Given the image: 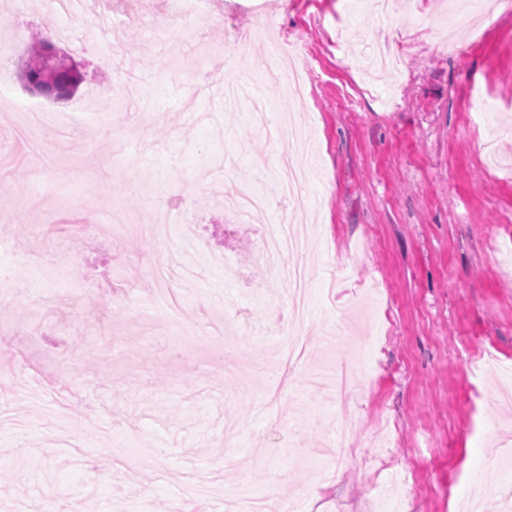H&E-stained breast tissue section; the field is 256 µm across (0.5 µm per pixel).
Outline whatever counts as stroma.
<instances>
[{"label":"stroma","instance_id":"35a3bbf8","mask_svg":"<svg viewBox=\"0 0 512 512\" xmlns=\"http://www.w3.org/2000/svg\"><path fill=\"white\" fill-rule=\"evenodd\" d=\"M449 2L390 0L383 26L367 0H0V75L51 112H0V512H225L242 486L266 512H452L471 492L512 512V408L481 368L512 370V15L451 29ZM46 28L83 74L67 100L19 78ZM274 40L303 57L283 69ZM230 74L264 75L262 100L226 107ZM288 79L284 145L264 130ZM286 151L315 208L240 216L242 189L292 178ZM292 222L307 253L260 261V227ZM296 266L298 328L278 273ZM340 333L367 366L341 403Z\"/></svg>","mask_w":512,"mask_h":512}]
</instances>
